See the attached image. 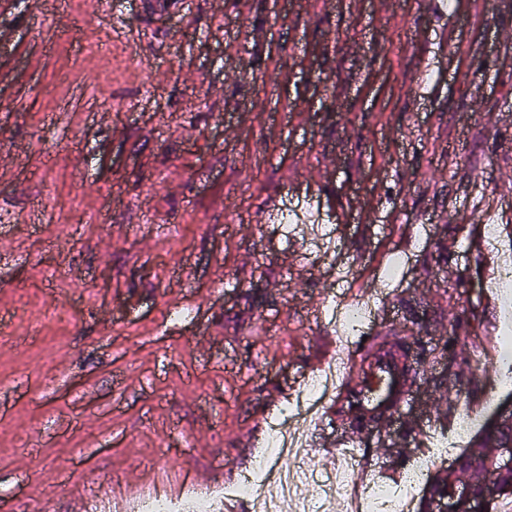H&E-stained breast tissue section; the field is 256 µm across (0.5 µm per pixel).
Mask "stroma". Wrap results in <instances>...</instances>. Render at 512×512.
Returning a JSON list of instances; mask_svg holds the SVG:
<instances>
[{
    "label": "stroma",
    "instance_id": "obj_1",
    "mask_svg": "<svg viewBox=\"0 0 512 512\" xmlns=\"http://www.w3.org/2000/svg\"><path fill=\"white\" fill-rule=\"evenodd\" d=\"M144 2L0 0V512H80L64 474L209 486L266 434L267 399L286 410L335 357L319 312L359 285L385 307L372 335L418 345L413 397L362 434L359 468L446 471L458 451L431 435L503 396L475 219L499 199L512 220V0ZM100 29L113 52L84 54ZM311 198L339 217L321 261L277 233Z\"/></svg>",
    "mask_w": 512,
    "mask_h": 512
}]
</instances>
